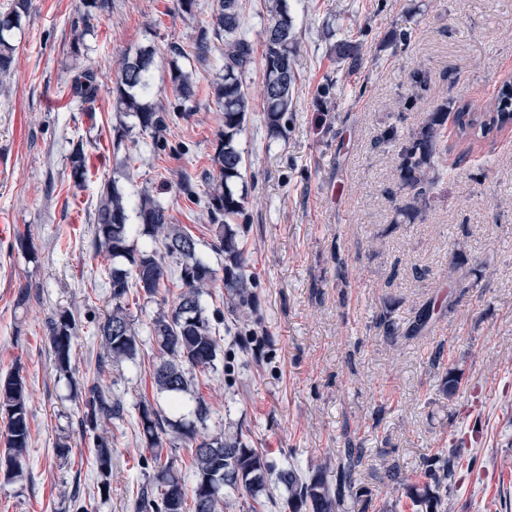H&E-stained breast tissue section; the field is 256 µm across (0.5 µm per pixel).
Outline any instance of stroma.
<instances>
[{"instance_id": "1", "label": "stroma", "mask_w": 512, "mask_h": 512, "mask_svg": "<svg viewBox=\"0 0 512 512\" xmlns=\"http://www.w3.org/2000/svg\"><path fill=\"white\" fill-rule=\"evenodd\" d=\"M212 0L194 14L176 0H110L88 58L99 72L94 117L68 109L70 25L81 0H33L15 34L11 73L0 82V374L20 372L29 390L31 445L19 482L0 479V512H136L140 484L153 474L135 427L153 398L149 370L158 348L144 341L141 372L95 367L104 355L98 325L112 308L107 259L93 257V217L101 180L116 177L130 199L149 190L198 242L214 269L224 259L200 188L222 127L210 83L224 64L220 41L196 53ZM298 44L294 107L280 134L254 111L245 151L246 217L237 226L255 310L235 326L223 284L207 303L224 311L223 359L195 383L214 415L210 432L239 428L278 466L308 469L353 445L364 459L356 487L366 512H426L406 489L422 484L434 458L461 443L448 483V512H512V127L472 144L447 133V171L431 189L422 221L398 219L409 194L398 182L392 124L414 133L434 94L463 104L491 102L512 79V0H288ZM410 35L396 45V34ZM360 44L355 73L331 48ZM191 55L197 91L182 101L165 75V49ZM152 44L159 99L185 116L164 145L111 141L115 66ZM430 90L414 97L411 74ZM90 136L94 177H67L69 142ZM26 237L35 260L17 246ZM32 285L25 307L15 300ZM61 309L78 317L72 379L58 377L47 323ZM430 319L417 326L416 316ZM395 322L394 334L379 324ZM461 382L441 391L448 369ZM118 396L123 418L102 424L112 447L108 492L97 488L92 436L78 425L75 394L88 377ZM70 452H56L59 438Z\"/></svg>"}]
</instances>
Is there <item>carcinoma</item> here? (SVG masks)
<instances>
[{"label":"carcinoma","instance_id":"obj_1","mask_svg":"<svg viewBox=\"0 0 512 512\" xmlns=\"http://www.w3.org/2000/svg\"><path fill=\"white\" fill-rule=\"evenodd\" d=\"M107 7L106 0H82V10L71 24L70 54L76 72L71 77L69 98L74 106L93 116L99 93V74L90 64L80 63L85 37L95 30L93 21ZM30 0H12L0 11V76L10 73L17 50L14 32L22 28L28 17ZM263 27V80L260 100L264 121L272 132H279L292 111L297 77L295 73L296 33L287 0H265ZM242 0H213L210 21L198 29L196 50L208 51L211 38L224 45V66L212 82L214 97L223 112L222 130L212 158V170L202 179L207 216L215 226L213 251L224 257V290L229 308H253L252 281L243 266V252L238 232L229 219L242 217L247 195L238 189L246 168L240 139L247 130L248 115L253 111L252 95L246 75L254 59V45L242 26ZM338 64L352 72L360 64V48L352 43L334 45ZM169 80L182 101L191 100L197 88L196 71L186 64L189 55L184 47L171 43ZM156 49H141L135 56L118 61L116 81L112 88L113 109L118 114L116 140L123 141L133 130L157 142L168 129L167 109L155 98L152 69ZM512 114V84L504 83L492 103L479 106L466 103L448 112V103L434 106L423 125L400 143L399 169L401 191L413 193L412 202L397 208L398 214L414 221L420 214L419 200L441 178L440 165L447 152L442 145L453 122L459 137L470 142L485 137L494 128H502L498 116ZM133 119L127 124L125 119ZM68 179L76 186L90 178L87 142L80 137L70 142ZM137 223H130V212ZM145 237L136 246L131 239ZM94 255L112 259L107 268L111 288L112 310L100 323L99 330L109 361L137 363L141 346L139 333L133 327L125 298L130 289L146 300L159 294L168 271V261L180 270L181 292L170 309L161 310L148 326V336L159 348V361L152 374L153 401L138 406L136 427L155 464L149 481L140 487L137 512H224L238 497L251 501V512L257 507L276 504L271 491L275 479L288 490L291 512H346L347 500L357 505L360 497L353 493L354 474L363 460L360 448L348 446L300 473L295 467L277 468L260 448L251 444L241 430L210 435L208 422L213 411L195 386L194 373L215 366L220 330L207 314L203 296L216 279V271L200 256L197 242L184 228L171 223L168 208L149 190L141 191L131 202L116 180L101 184L94 213ZM72 311L61 310L48 323V340L59 374L70 376L71 353L76 330ZM28 388L18 373L0 375V416L6 419V451L0 456V474L6 481L24 478L21 460L30 447ZM83 413L80 425L86 432L96 431L101 423L124 416L120 398L103 389L98 382L88 381L80 392ZM168 403L164 411L160 400ZM180 440L192 448L189 472L192 486L171 462H162L163 438ZM461 454L456 448L448 457H440L426 466L427 482L423 492L415 493L416 502L430 512H443L444 498L440 489L448 488L458 467ZM93 464L101 478L100 488L109 487L112 472V449L107 440L95 436ZM336 468V481L326 479L330 467Z\"/></svg>","mask_w":512,"mask_h":512}]
</instances>
